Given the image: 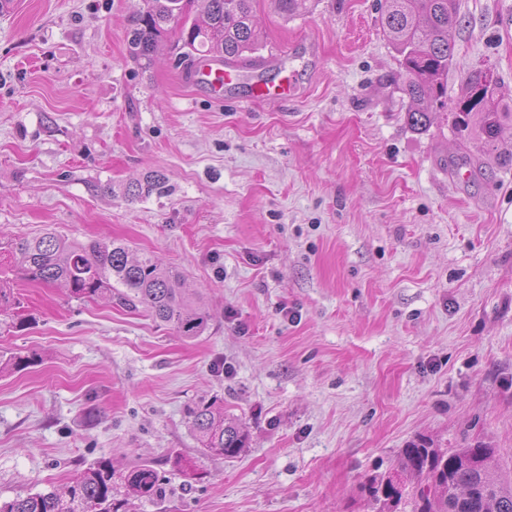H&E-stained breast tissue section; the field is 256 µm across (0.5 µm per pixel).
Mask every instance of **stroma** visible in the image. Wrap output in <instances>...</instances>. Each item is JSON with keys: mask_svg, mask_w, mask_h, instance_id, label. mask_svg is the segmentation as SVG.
<instances>
[{"mask_svg": "<svg viewBox=\"0 0 512 512\" xmlns=\"http://www.w3.org/2000/svg\"><path fill=\"white\" fill-rule=\"evenodd\" d=\"M446 100L493 72L512 148V0H458ZM384 0H314L263 38L223 103L126 30L145 0L0 5V235L112 239L178 268L211 316L177 336L119 302L14 281L0 352V498L66 482L99 457L152 466L136 512H372L362 484L401 448L480 443L512 473V163L442 113L408 124ZM292 69L298 95L252 103ZM468 171V178L457 175ZM158 171L163 194L107 192ZM218 400L248 431L202 456L188 410ZM195 464V477L171 459Z\"/></svg>", "mask_w": 512, "mask_h": 512, "instance_id": "1", "label": "stroma"}]
</instances>
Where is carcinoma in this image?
<instances>
[{
	"instance_id": "1",
	"label": "carcinoma",
	"mask_w": 512,
	"mask_h": 512,
	"mask_svg": "<svg viewBox=\"0 0 512 512\" xmlns=\"http://www.w3.org/2000/svg\"><path fill=\"white\" fill-rule=\"evenodd\" d=\"M147 10L130 21L127 49L136 60H151L159 37L175 27L182 53L178 62L216 58L234 62L248 58L261 44L254 22L253 0H207L205 19L189 21L191 0H146ZM310 0H277L279 12L295 16ZM458 0H384L385 31L393 43L405 80L404 91L417 107L407 112L408 123L427 127L430 100L446 108L445 85L454 62L452 25ZM487 83V74H472L466 82L463 110L454 123L459 131L477 118L478 132L487 150L512 162V149L499 146L498 137L506 113L499 111L503 93L485 108L472 94ZM159 172L144 182L121 189L126 198H136L162 188ZM12 258L11 272L40 284L64 285L79 301L117 298L129 309L144 308L150 316L186 339L207 329L210 315L201 297L183 288L182 274L161 264L154 256L137 254L112 240L89 243L69 241L53 232L32 237L0 240V250ZM19 303L9 277L0 278V310ZM39 362L38 356L0 355V373L24 370ZM193 431L206 456L234 457L245 448L247 436L235 421L224 418V406L201 400L189 409ZM500 449L481 444L471 448H435L427 440L401 450L399 468L421 480L408 487L397 475L369 478L362 487L375 512H512V479L500 472ZM163 496L158 472L147 465H134L121 474L112 460L101 457L78 472L65 486L0 500V512H133L132 499L154 501Z\"/></svg>"
}]
</instances>
